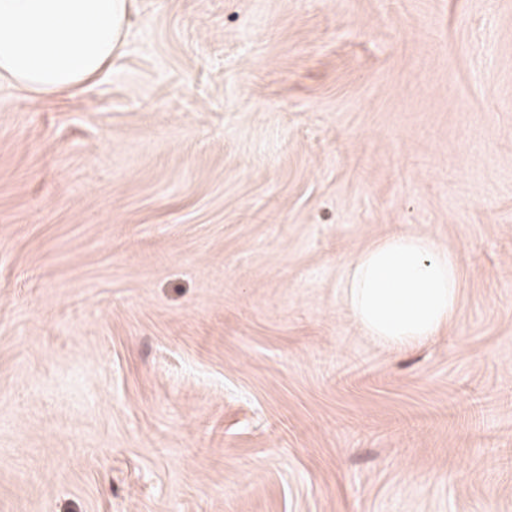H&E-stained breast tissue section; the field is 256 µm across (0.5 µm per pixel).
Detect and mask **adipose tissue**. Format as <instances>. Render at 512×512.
<instances>
[{
    "label": "adipose tissue",
    "instance_id": "adipose-tissue-1",
    "mask_svg": "<svg viewBox=\"0 0 512 512\" xmlns=\"http://www.w3.org/2000/svg\"><path fill=\"white\" fill-rule=\"evenodd\" d=\"M136 0H0V81L35 95L80 88L124 47ZM456 252L401 231L352 254L344 297L352 316L385 345L428 340L454 317Z\"/></svg>",
    "mask_w": 512,
    "mask_h": 512
}]
</instances>
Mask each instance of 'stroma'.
<instances>
[{
  "label": "stroma",
  "instance_id": "obj_1",
  "mask_svg": "<svg viewBox=\"0 0 512 512\" xmlns=\"http://www.w3.org/2000/svg\"><path fill=\"white\" fill-rule=\"evenodd\" d=\"M401 229L460 299L397 350ZM0 512H512V0H137L0 82ZM456 252L428 235L401 231L352 254L344 297L352 316L385 345L428 340L454 317L460 296Z\"/></svg>",
  "mask_w": 512,
  "mask_h": 512
}]
</instances>
